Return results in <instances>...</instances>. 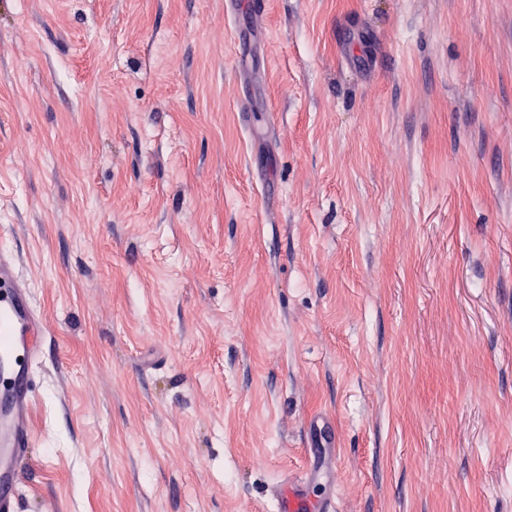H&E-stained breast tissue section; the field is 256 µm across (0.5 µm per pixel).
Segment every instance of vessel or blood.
I'll use <instances>...</instances> for the list:
<instances>
[{
	"instance_id": "vessel-or-blood-1",
	"label": "vessel or blood",
	"mask_w": 512,
	"mask_h": 512,
	"mask_svg": "<svg viewBox=\"0 0 512 512\" xmlns=\"http://www.w3.org/2000/svg\"><path fill=\"white\" fill-rule=\"evenodd\" d=\"M46 321L20 273L13 250L0 248V512H17L22 466L33 445L35 366L43 356ZM332 467L309 471L306 483L285 480L277 512H336V489L309 499L307 483L329 480Z\"/></svg>"
}]
</instances>
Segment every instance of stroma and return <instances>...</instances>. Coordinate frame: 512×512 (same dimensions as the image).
Wrapping results in <instances>:
<instances>
[{"mask_svg":"<svg viewBox=\"0 0 512 512\" xmlns=\"http://www.w3.org/2000/svg\"><path fill=\"white\" fill-rule=\"evenodd\" d=\"M264 2L0 0L19 512H512V0ZM46 321L13 250L0 248V511L18 512L22 466L33 437L36 363ZM336 469L334 461L323 469L313 471L309 468L307 480L304 483L288 478L282 482L273 493L277 501L278 512H335L336 511V486L333 481V470ZM323 478V479H322ZM326 479L328 489L316 500L309 499L306 486Z\"/></svg>","mask_w":512,"mask_h":512,"instance_id":"35a3bbf8","label":"stroma"}]
</instances>
